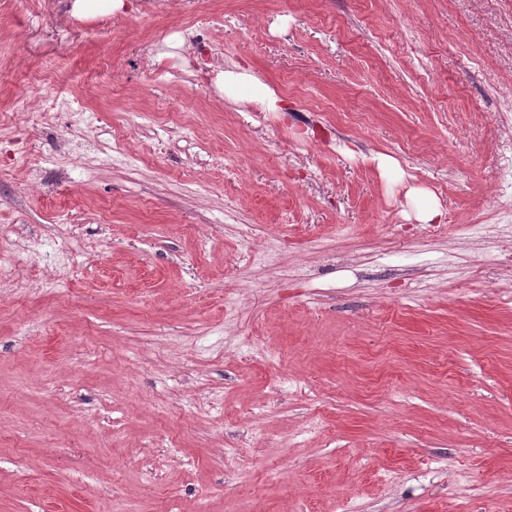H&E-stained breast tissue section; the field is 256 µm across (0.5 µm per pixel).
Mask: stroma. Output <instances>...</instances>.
<instances>
[{"instance_id":"35a3bbf8","label":"stroma","mask_w":512,"mask_h":512,"mask_svg":"<svg viewBox=\"0 0 512 512\" xmlns=\"http://www.w3.org/2000/svg\"><path fill=\"white\" fill-rule=\"evenodd\" d=\"M72 3L0 7V512H512V0ZM124 0H76L74 10L84 17L112 14L121 9ZM238 71H224L219 85L224 96L235 102H259L269 112H287L280 99L249 68L237 67Z\"/></svg>"}]
</instances>
